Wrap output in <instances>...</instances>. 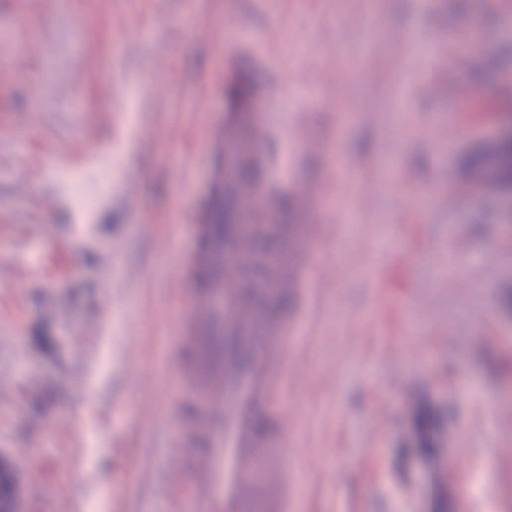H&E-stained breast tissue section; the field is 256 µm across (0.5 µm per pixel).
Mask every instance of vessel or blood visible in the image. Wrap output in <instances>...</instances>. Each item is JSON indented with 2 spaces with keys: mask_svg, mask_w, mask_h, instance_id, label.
I'll use <instances>...</instances> for the list:
<instances>
[{
  "mask_svg": "<svg viewBox=\"0 0 512 512\" xmlns=\"http://www.w3.org/2000/svg\"><path fill=\"white\" fill-rule=\"evenodd\" d=\"M264 122L216 133L232 156L230 171L257 169L259 179L238 204L264 207L281 168L254 144ZM199 248L186 261L199 284L174 310L173 342L186 359L177 376L191 413L169 475L190 469L195 484L189 512H288L292 459L286 451V368L296 347L288 302L305 287L288 269V230L280 224H200ZM262 281L246 288L255 269Z\"/></svg>",
  "mask_w": 512,
  "mask_h": 512,
  "instance_id": "b4317fda",
  "label": "vessel or blood"
}]
</instances>
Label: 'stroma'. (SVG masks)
<instances>
[{
  "label": "stroma",
  "mask_w": 512,
  "mask_h": 512,
  "mask_svg": "<svg viewBox=\"0 0 512 512\" xmlns=\"http://www.w3.org/2000/svg\"><path fill=\"white\" fill-rule=\"evenodd\" d=\"M200 27L212 39L191 41ZM2 50L0 456L25 450L40 475L18 479L22 512H174L191 493L190 475L144 473L180 435L168 317L235 79L266 115L264 153L288 157L273 192L290 208L266 205L264 223L317 225L290 260L336 270L288 371L299 512H512V206L461 169L512 124V8L0 0ZM424 406L437 452L405 457Z\"/></svg>",
  "instance_id": "stroma-1"
}]
</instances>
